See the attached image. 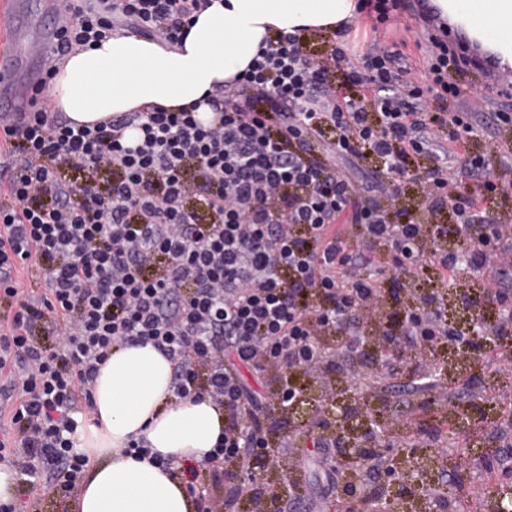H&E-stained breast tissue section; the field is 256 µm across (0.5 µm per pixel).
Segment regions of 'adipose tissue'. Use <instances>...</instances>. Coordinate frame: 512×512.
<instances>
[{
    "mask_svg": "<svg viewBox=\"0 0 512 512\" xmlns=\"http://www.w3.org/2000/svg\"><path fill=\"white\" fill-rule=\"evenodd\" d=\"M362 0H212L192 17L183 45L169 48L131 32L109 34L74 51L51 82L48 105L77 123L125 112H170L201 99L246 71L263 40L330 35L359 14ZM464 23L481 18L492 47L512 63V0H433ZM172 366L152 346L113 349L93 399L97 426L84 446L94 463L69 512H197L179 475L122 451L133 438L173 462H205L224 429V412L207 399L175 400Z\"/></svg>",
    "mask_w": 512,
    "mask_h": 512,
    "instance_id": "1",
    "label": "adipose tissue"
}]
</instances>
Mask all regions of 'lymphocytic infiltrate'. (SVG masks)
Listing matches in <instances>:
<instances>
[{
  "mask_svg": "<svg viewBox=\"0 0 512 512\" xmlns=\"http://www.w3.org/2000/svg\"><path fill=\"white\" fill-rule=\"evenodd\" d=\"M207 2L56 0L66 22L44 50V77L117 29L176 46ZM352 32L342 26L316 57L298 37L269 39L206 122L155 110L76 126L37 97L0 129L15 201L0 203V464L19 494L65 498L80 487L93 389L116 347L152 345L173 366L175 398L224 411L205 469L182 471L197 512L216 501L246 512L269 497L265 484L246 494L240 483L250 461L281 455L282 371L334 373L336 353L364 350L366 321L387 320L433 368L453 341L480 359L512 355V289L496 266L512 253V225L495 222L487 250L473 221L497 187L469 148L463 77L474 63L446 49L438 26V53L414 87L402 51L354 52ZM132 127L141 136L131 146ZM423 154L430 164L418 176ZM367 156L383 167L355 183L348 168ZM412 186L421 207L468 229L466 265L446 251L447 225L389 207ZM380 262L389 277L371 274ZM22 270L42 294H23ZM466 276L477 287L462 299L480 321L464 334L441 305ZM245 369L263 391L248 387Z\"/></svg>",
  "mask_w": 512,
  "mask_h": 512,
  "instance_id": "f902f5d3",
  "label": "lymphocytic infiltrate"
}]
</instances>
